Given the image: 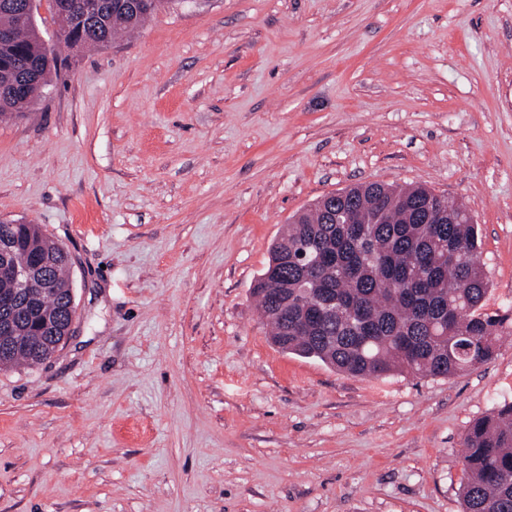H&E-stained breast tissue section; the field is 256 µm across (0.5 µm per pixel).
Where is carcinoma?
<instances>
[{
    "label": "carcinoma",
    "instance_id": "obj_1",
    "mask_svg": "<svg viewBox=\"0 0 512 512\" xmlns=\"http://www.w3.org/2000/svg\"><path fill=\"white\" fill-rule=\"evenodd\" d=\"M25 0H0V117L26 111L68 57L46 48L36 26L18 29ZM172 0H102L75 41L104 47L142 27ZM461 203L423 186L360 184L297 213L273 243L253 287L281 351L356 377L399 373L447 378L490 362L512 315L484 309L487 281L478 225ZM51 261V290L35 309L11 300L0 278V368H31L66 342L71 284L67 251L38 224L0 222V238ZM462 512H512V402L475 420L465 438Z\"/></svg>",
    "mask_w": 512,
    "mask_h": 512
}]
</instances>
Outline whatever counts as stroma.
<instances>
[{"label":"stroma","instance_id":"1","mask_svg":"<svg viewBox=\"0 0 512 512\" xmlns=\"http://www.w3.org/2000/svg\"><path fill=\"white\" fill-rule=\"evenodd\" d=\"M369 182L461 200L512 307V0H178L0 120V220L76 314L0 369V512H461L512 335L448 378L282 352L252 294L290 217Z\"/></svg>","mask_w":512,"mask_h":512}]
</instances>
